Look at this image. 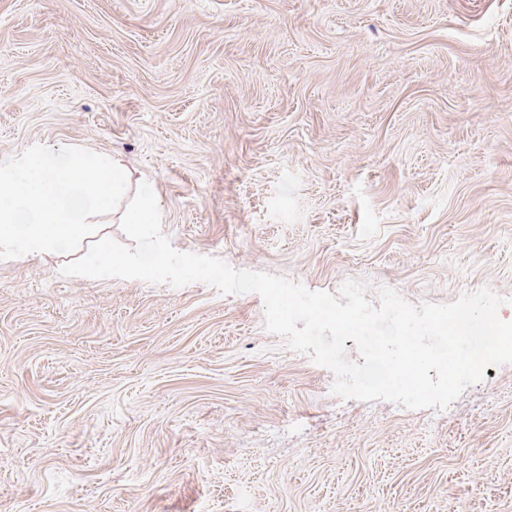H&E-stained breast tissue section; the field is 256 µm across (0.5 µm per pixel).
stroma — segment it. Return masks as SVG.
Segmentation results:
<instances>
[{
  "label": "stroma",
  "mask_w": 512,
  "mask_h": 512,
  "mask_svg": "<svg viewBox=\"0 0 512 512\" xmlns=\"http://www.w3.org/2000/svg\"><path fill=\"white\" fill-rule=\"evenodd\" d=\"M119 160L180 252L512 320V0H0V160ZM0 260V512H512V364L344 401L261 298Z\"/></svg>",
  "instance_id": "stroma-1"
}]
</instances>
